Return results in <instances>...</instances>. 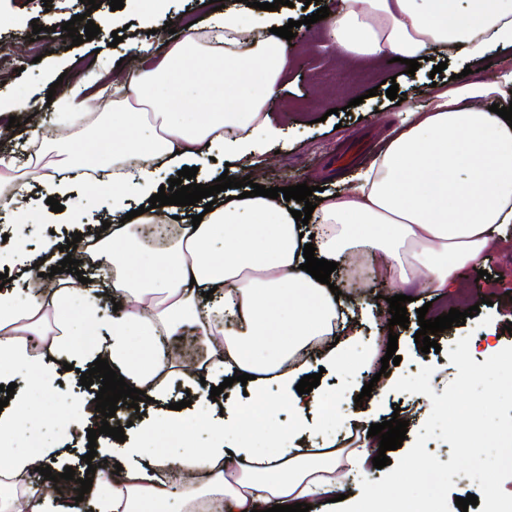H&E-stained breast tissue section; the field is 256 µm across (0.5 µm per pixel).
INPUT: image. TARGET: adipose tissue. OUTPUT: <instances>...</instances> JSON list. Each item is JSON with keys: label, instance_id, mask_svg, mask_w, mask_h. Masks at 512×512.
<instances>
[{"label": "adipose tissue", "instance_id": "1", "mask_svg": "<svg viewBox=\"0 0 512 512\" xmlns=\"http://www.w3.org/2000/svg\"><path fill=\"white\" fill-rule=\"evenodd\" d=\"M200 0L216 33L198 43L192 29L163 57L131 72L110 73L99 64L86 80L114 76L123 93L112 108L125 112L128 124L112 136V155H101V141L85 142L80 158L60 151L41 152L42 126L30 124L28 141L36 145L33 165L46 197L69 199L62 212L39 203L44 224H70L82 234L83 277L62 284L48 279L63 260L57 241L33 251L16 243L0 249V270L20 268L24 294L0 290V383L13 375L34 374L52 391L64 363L107 359L130 387L155 402L168 399L171 381H179L206 403L201 420L210 435L197 449L192 432H182L180 451L151 454L134 443L118 450L98 449L100 468L83 501L70 490L47 494L33 480L35 467L63 472L69 450L59 438L86 443L81 427L84 408L71 402L50 405L44 415L57 437L39 447L9 452L0 460V512H169L165 475L176 470L186 482L178 512H206L221 500L225 512H266L273 505L305 502L325 506L342 493L337 476L343 466L373 470L378 437H363L357 448H329L317 454L292 441L313 426L312 414H333V400L322 387L298 394L296 386L312 364L375 369L385 340L359 349L356 332L339 326L344 306L328 285L302 271L303 249L313 242L317 258L344 262L361 252L381 259L386 278L402 288L423 283L443 292L461 272L478 269L490 245L512 233V126L491 112L493 103L512 95V70L464 79L450 90L431 89L433 106L422 112L400 103L404 119L357 182L344 193H324L310 224L293 218L296 201L263 196L229 199L220 192L199 226L179 225L176 234L152 247L163 273L134 270L127 249L143 225L177 213L174 205L149 208L164 185L165 172L205 164L215 149L226 158L248 163L276 141L281 129L269 112L277 85L295 43L275 34L245 46L237 19V0ZM337 0L319 25L332 47L350 55L379 60L422 59L431 51L456 49L475 64L492 48L512 50V7L504 0ZM165 83L156 99L149 90ZM193 82L208 100L193 112L182 87ZM156 114L148 146L139 143L147 113ZM112 168L108 229L85 222L82 202L73 200L86 167ZM120 296V307L111 299ZM192 325L205 349L200 363L178 364L159 345L184 325ZM107 330V345L93 343ZM44 350L32 355L31 337ZM248 373L251 399L240 404L213 402L210 391L225 378ZM275 387L287 407L280 418L267 401ZM248 434L236 436L237 423ZM263 438L266 452L255 447Z\"/></svg>", "mask_w": 512, "mask_h": 512}]
</instances>
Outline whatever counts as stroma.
Instances as JSON below:
<instances>
[{
  "instance_id": "obj_1",
  "label": "stroma",
  "mask_w": 512,
  "mask_h": 512,
  "mask_svg": "<svg viewBox=\"0 0 512 512\" xmlns=\"http://www.w3.org/2000/svg\"><path fill=\"white\" fill-rule=\"evenodd\" d=\"M86 12L103 22L93 40L76 46L71 38L60 37L55 31L35 42L29 39L33 24L43 25L54 17ZM169 15L178 16L185 24H209L198 0H145L144 4H128L120 10L111 9L108 0H103L94 11L88 10L83 0H53L48 7L41 0H0V48H6L11 55V64L4 70L7 81L0 84V104L16 99L29 101L43 123L53 125L56 108L48 104L47 94L53 90L61 96L67 91L66 86L55 83L59 70L72 68L74 77L79 78L88 65L100 58L132 65L131 47L137 43L147 46L151 53H159L161 40L149 37L148 32L163 27ZM115 31L124 32L123 42L113 43L111 34ZM326 40L324 31H309L285 66L284 79L270 106L284 133L275 150L257 157L253 167L268 186L305 182L325 187L329 192L342 190L388 137L397 120L386 96V68L362 57L345 59L331 54ZM438 63L432 55L422 62L415 75L396 71L399 91L413 105L424 104L422 91L430 84L443 90L452 87V75L466 67L465 60L451 58L446 69L437 74L433 68ZM372 88L377 91L373 97L368 94ZM354 98L359 99V106H351ZM34 199V193L23 194L9 211L0 212V248H6L7 237L19 233L35 247L47 233H67V225L50 227L34 222ZM484 268L488 278L476 283L470 274H462L445 301L432 297L422 287L406 288L405 293L411 298L406 305L410 324L394 329L401 361L389 366V374L398 378L417 374L422 366H432L431 386L440 394L457 375L446 351L459 338L481 336L486 345L497 350L512 345V336L502 331L504 325L512 323V239L489 250ZM427 302L436 310L446 307L464 311L474 305L478 311L467 318L465 325L437 333L440 352L425 354L414 335L419 329L417 311ZM369 381V375L347 368L323 373L321 382L336 400V421L330 426H318L305 440V447L322 448L332 439L350 448L357 446L365 424L358 421L362 409L354 399ZM430 413L431 402L425 395L396 391L387 395L368 422L388 421L395 415L408 421L407 437L401 448L388 453L395 461L410 449Z\"/></svg>"
}]
</instances>
